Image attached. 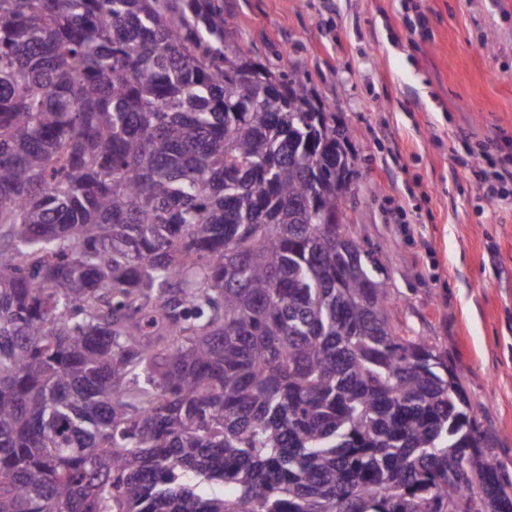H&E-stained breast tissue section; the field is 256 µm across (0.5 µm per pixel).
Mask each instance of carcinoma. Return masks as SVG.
I'll return each mask as SVG.
<instances>
[{
	"mask_svg": "<svg viewBox=\"0 0 512 512\" xmlns=\"http://www.w3.org/2000/svg\"><path fill=\"white\" fill-rule=\"evenodd\" d=\"M234 27L0 0V512H512L447 355L322 222L349 130Z\"/></svg>",
	"mask_w": 512,
	"mask_h": 512,
	"instance_id": "obj_1",
	"label": "carcinoma"
}]
</instances>
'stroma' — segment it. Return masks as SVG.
<instances>
[{
  "label": "stroma",
  "instance_id": "obj_1",
  "mask_svg": "<svg viewBox=\"0 0 512 512\" xmlns=\"http://www.w3.org/2000/svg\"><path fill=\"white\" fill-rule=\"evenodd\" d=\"M232 40L348 127L353 236L512 466V0H224Z\"/></svg>",
  "mask_w": 512,
  "mask_h": 512
}]
</instances>
